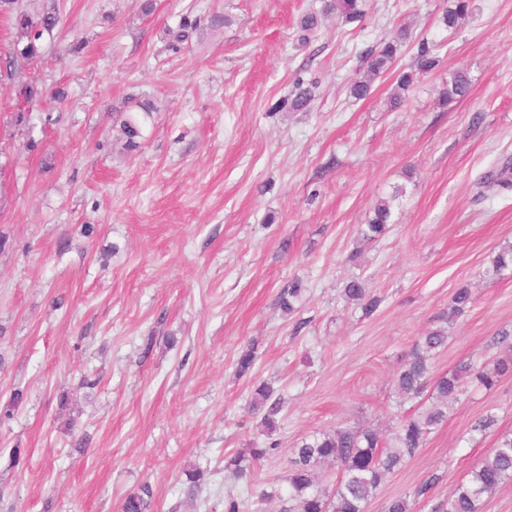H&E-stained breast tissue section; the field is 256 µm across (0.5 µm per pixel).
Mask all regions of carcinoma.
Segmentation results:
<instances>
[{"label":"carcinoma","mask_w":512,"mask_h":512,"mask_svg":"<svg viewBox=\"0 0 512 512\" xmlns=\"http://www.w3.org/2000/svg\"><path fill=\"white\" fill-rule=\"evenodd\" d=\"M469 0H453L452 7L442 15L441 22L449 30H457L466 21L469 14ZM334 15L345 23L363 21L365 0H321L320 8L306 12L300 20V29L310 33L318 28L320 19ZM21 38L26 40L22 47L12 52L14 57L33 58L39 50V40L45 34H52L59 23L57 14L46 13L32 16L21 13L16 17ZM201 27V19L186 14L181 17L177 29L168 31L167 50L178 53L189 42L194 32ZM405 39V30L378 42L365 54L367 76L356 78L349 84L350 94L356 99L368 97L374 78L389 72L401 43ZM440 58L434 49L422 41L418 44L413 64L396 71L395 100L402 101L407 92L421 76L438 68ZM471 80L466 69L454 71L448 84L440 94L442 104L448 105L468 95ZM315 86L298 77L295 80V92L288 101L281 104L292 111H302L314 97ZM152 112L150 103L130 100L125 117L120 120V129L127 138L132 150L139 147L141 126ZM390 202L380 200L373 208V217L362 230L363 239L375 242L385 235L387 224L391 223ZM512 267V247L504 248L486 270V275L495 278L502 271ZM347 298L363 302V310L370 314L380 305L381 299L364 288L358 280L345 285ZM471 300L468 289L460 288L451 297L448 316L461 315ZM448 336L443 329L428 331L417 337L410 359L399 372L397 387L407 398H420L425 393L435 396L437 403L425 412L400 420L391 442L384 443L371 428L341 429L332 432H319L308 436L292 449V458L288 470V490L283 498L281 512H366L375 498L383 479L403 467L414 458L423 447L428 435L448 419V399L459 391L462 382L473 377L482 385L490 387L494 377L507 370L502 363L494 372L473 371L471 364L462 363L454 371L433 376L430 360L445 347ZM254 347L242 350L236 363V372L248 375L254 365ZM253 411L265 410L261 426L271 434L276 429L275 416L280 412L281 402L273 398L272 388L258 384L251 397ZM277 450L271 443L265 447L254 446L228 458L224 470L236 479L251 477L262 462ZM325 464L339 467L340 477L336 487L327 493L322 488L320 468ZM512 481V436L499 438L489 456L476 465L466 478L456 485L448 496L435 508L434 512H479L484 498L494 494L502 485ZM151 489L143 485L138 491L130 493L121 505V512H147L150 506Z\"/></svg>","instance_id":"carcinoma-1"}]
</instances>
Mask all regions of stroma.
<instances>
[{"label":"stroma","mask_w":512,"mask_h":512,"mask_svg":"<svg viewBox=\"0 0 512 512\" xmlns=\"http://www.w3.org/2000/svg\"><path fill=\"white\" fill-rule=\"evenodd\" d=\"M144 1L16 3L60 23L0 72V408L23 392L0 419V512H120L145 484L148 512H224L230 496L279 512L259 495L286 488L303 438L361 425L388 437L427 407L396 378L416 337L441 327L434 373L509 368L493 387L465 383L368 508L436 473L412 502L433 512L512 434V339L490 344L512 336V268L485 275L512 245V188L481 182L512 180V0H471L452 33L440 22L452 0H366L363 21L326 20L305 46L299 20L320 0H148V13ZM185 14L206 25L168 52L163 30ZM215 15L230 24L210 26ZM404 23L399 65L424 41L440 67L400 105L388 75L351 97L360 54ZM460 67L467 97L439 105ZM298 77L318 83L315 99L279 109ZM131 96L155 106L132 152L115 122ZM388 197L392 224L363 241ZM353 279L381 297L372 315L344 296ZM295 281L287 314L278 299ZM460 288L472 302L451 320ZM261 382L283 401L269 435L250 408ZM271 442L253 478L225 472V456ZM192 468L206 478L194 503Z\"/></svg>","instance_id":"1"}]
</instances>
